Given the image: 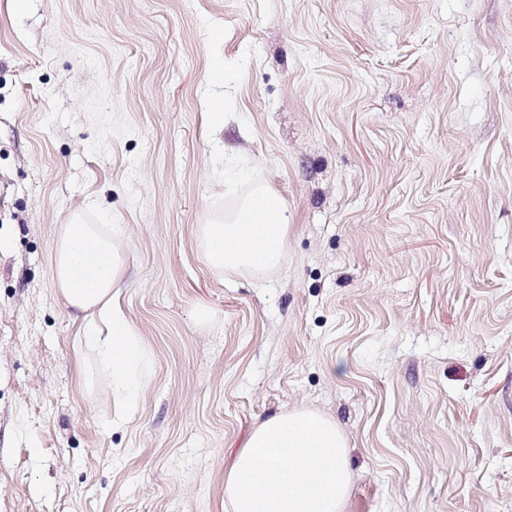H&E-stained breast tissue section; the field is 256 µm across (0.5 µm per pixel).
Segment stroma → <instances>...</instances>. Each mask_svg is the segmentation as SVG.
Segmentation results:
<instances>
[{
    "label": "stroma",
    "mask_w": 512,
    "mask_h": 512,
    "mask_svg": "<svg viewBox=\"0 0 512 512\" xmlns=\"http://www.w3.org/2000/svg\"><path fill=\"white\" fill-rule=\"evenodd\" d=\"M206 18L255 50L212 136ZM216 147L287 206L282 268L203 262ZM77 210L124 227L122 425L55 291ZM296 407L347 512H512V0H0V512H227Z\"/></svg>",
    "instance_id": "35a3bbf8"
}]
</instances>
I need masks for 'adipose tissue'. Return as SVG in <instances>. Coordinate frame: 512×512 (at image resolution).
Instances as JSON below:
<instances>
[{
    "instance_id": "obj_1",
    "label": "adipose tissue",
    "mask_w": 512,
    "mask_h": 512,
    "mask_svg": "<svg viewBox=\"0 0 512 512\" xmlns=\"http://www.w3.org/2000/svg\"><path fill=\"white\" fill-rule=\"evenodd\" d=\"M119 224L63 225L54 253L55 288L75 318L83 343L119 421L138 409L145 351L119 301L125 257ZM348 442L335 420L310 408L271 416L252 432L224 475L229 512H346L352 474Z\"/></svg>"
}]
</instances>
